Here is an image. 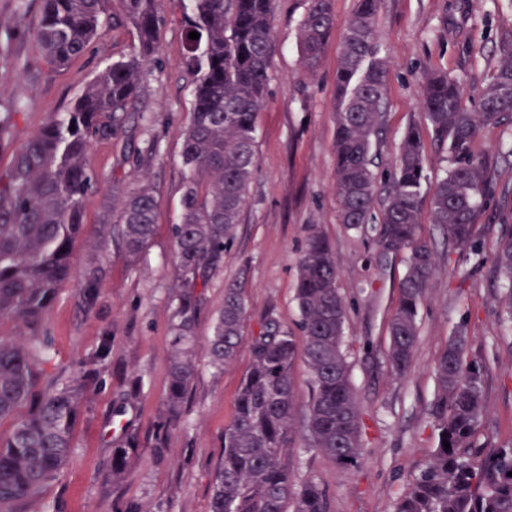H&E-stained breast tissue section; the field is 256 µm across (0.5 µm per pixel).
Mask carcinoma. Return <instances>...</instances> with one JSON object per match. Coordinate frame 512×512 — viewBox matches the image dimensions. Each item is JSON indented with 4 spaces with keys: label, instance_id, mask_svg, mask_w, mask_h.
<instances>
[{
    "label": "carcinoma",
    "instance_id": "1",
    "mask_svg": "<svg viewBox=\"0 0 512 512\" xmlns=\"http://www.w3.org/2000/svg\"><path fill=\"white\" fill-rule=\"evenodd\" d=\"M14 18L0 17V56L28 32L22 27L30 0H15ZM109 0H42L33 30L37 52L62 67L83 56L107 28ZM276 0H191L186 69L193 92V116L184 131L181 217L172 225L177 284L173 295L174 353L168 375V420H179L195 376L190 344L196 313L213 274L224 265L257 167V121L267 94L275 51ZM132 23L137 48L108 64L62 117L15 150L11 168L0 172V317L20 323L24 342L0 338V421L14 419L0 437V512L40 496L69 459L82 384L80 370L44 380L45 391L25 415L17 409L33 396L48 359L45 317L58 284L71 273V256L85 232L84 207L97 190L88 162L92 142L110 140L125 128L140 97L142 75L155 60L165 24L160 0H120ZM380 0H356L342 41L336 71L335 194L342 223L358 229L381 206L379 242L406 251L400 302L389 329L392 371L405 375L417 339L418 306L436 262L433 247L418 235L419 224H437L459 248L475 246L478 197L494 192L493 164L472 154L484 127L512 123V29L500 32L499 57L480 108L469 111L464 88L448 73L424 74L420 108L450 166L423 208L424 143L408 128L398 160L384 184L371 169L373 139L386 110L387 59L377 41ZM332 0H309L298 29L301 62L311 72L334 29ZM115 225L100 228L102 248L117 231L125 258L136 263L151 245L156 224L155 187L133 180L116 191ZM494 264L510 285L502 297L512 321V227L498 242ZM105 270L91 261L84 274L88 294ZM329 241L318 231L306 237L298 260L297 336L275 322L265 325L251 346L252 363L239 385L236 411L224 429V453L213 479L209 512H330L325 489L309 480L296 485L288 465L295 447L294 370L302 357L309 372L305 446L340 466L362 457V421L350 369L342 351L347 306ZM247 303L235 284L224 301L207 346L210 363L232 362L242 339ZM468 336L459 326L448 337L435 368L441 397L432 409L437 446L429 464L414 476L394 512H512V446L474 443L485 409L484 374L467 360ZM450 443L445 448L443 441Z\"/></svg>",
    "mask_w": 512,
    "mask_h": 512
}]
</instances>
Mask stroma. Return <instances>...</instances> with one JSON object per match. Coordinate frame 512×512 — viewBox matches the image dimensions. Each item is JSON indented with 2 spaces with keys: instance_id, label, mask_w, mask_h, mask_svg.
Returning a JSON list of instances; mask_svg holds the SVG:
<instances>
[{
  "instance_id": "obj_1",
  "label": "stroma",
  "mask_w": 512,
  "mask_h": 512,
  "mask_svg": "<svg viewBox=\"0 0 512 512\" xmlns=\"http://www.w3.org/2000/svg\"><path fill=\"white\" fill-rule=\"evenodd\" d=\"M308 5L309 0L276 2L277 46L258 116L257 174L224 266L198 313L196 376L181 419L172 425L165 407L176 276L170 228L180 216V153L193 98L185 51L190 0H161L165 25L156 59L143 75L140 114L128 121L131 135L90 148L98 190L85 205V233L47 320L51 359L43 366L45 375L78 365L84 371L73 453L47 490L24 503L25 512H208L224 430L251 364L252 340L268 320L292 330L299 322L297 261L312 229L333 247L338 287L348 305L344 349L361 410L363 455L357 466L345 469L315 449L292 448L294 482L313 480L325 487L331 512H393L436 447L430 413L437 398L434 368L460 325L469 336V356L485 376V410L475 440L490 448L512 446V324L500 303L506 283L494 266L497 243L512 225V162L499 161L493 172L495 197L481 202L476 250L451 247L436 225H420V237L435 246L437 270L418 310L413 367L407 376H395L388 363L389 324L399 304L405 255L384 250L372 225L341 224L334 192L336 69L355 0H333L335 27L311 73L303 69L297 45ZM506 28H512V0H381L376 29L390 72L385 121L371 153L378 180L392 172L402 135L413 126L425 145L422 196L431 197L446 163L419 107L422 74L448 72L465 88L468 109L477 111L497 64L498 34ZM136 45L134 28L123 22L107 28L81 59L56 68L29 65L32 40H17L0 63L13 74L0 98L18 106L10 141L0 146V171L50 116L65 112L101 70L131 55ZM150 140L158 145L156 156L149 165L136 166L134 146ZM139 176L157 192L154 240L137 264L110 245L103 258L105 278L95 296H87L83 271L96 251L98 227L111 213L112 188ZM231 282L242 286L248 310L235 361L216 368L206 357V344L224 286ZM117 448L125 449L126 465L116 476Z\"/></svg>"
}]
</instances>
